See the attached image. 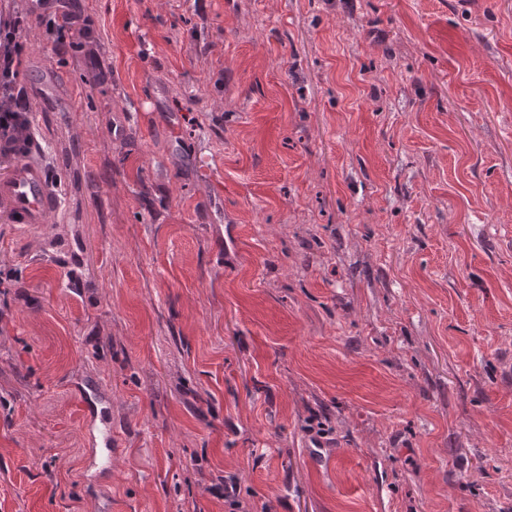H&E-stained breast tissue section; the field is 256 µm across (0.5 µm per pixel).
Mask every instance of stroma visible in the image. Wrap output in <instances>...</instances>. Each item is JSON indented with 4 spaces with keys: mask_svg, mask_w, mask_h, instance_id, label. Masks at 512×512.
Segmentation results:
<instances>
[{
    "mask_svg": "<svg viewBox=\"0 0 512 512\" xmlns=\"http://www.w3.org/2000/svg\"><path fill=\"white\" fill-rule=\"evenodd\" d=\"M72 3L97 60L21 38L79 98L61 213L0 211V512H512V0ZM105 403L106 398L95 385L79 391V406L83 419L92 431H96L89 451V466L99 467L100 472L106 471L112 460V415L107 411Z\"/></svg>",
    "mask_w": 512,
    "mask_h": 512,
    "instance_id": "1",
    "label": "stroma"
}]
</instances>
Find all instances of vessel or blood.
<instances>
[{
  "label": "vessel or blood",
  "mask_w": 512,
  "mask_h": 512,
  "mask_svg": "<svg viewBox=\"0 0 512 512\" xmlns=\"http://www.w3.org/2000/svg\"><path fill=\"white\" fill-rule=\"evenodd\" d=\"M6 151L13 154L14 160L0 172V209L6 211L14 224L50 223L62 209V197L36 135L7 146ZM105 403L97 386L85 387L79 394L82 416L94 432L89 465L102 470L112 460V417Z\"/></svg>",
  "instance_id": "vessel-or-blood-1"
}]
</instances>
